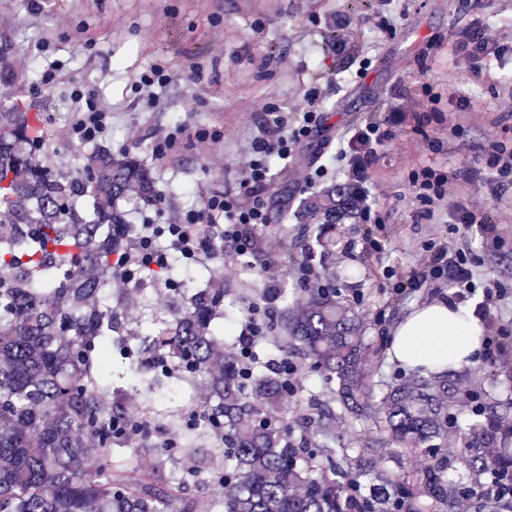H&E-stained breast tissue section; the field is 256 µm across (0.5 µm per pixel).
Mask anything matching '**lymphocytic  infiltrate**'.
I'll return each mask as SVG.
<instances>
[{
  "label": "lymphocytic infiltrate",
  "mask_w": 512,
  "mask_h": 512,
  "mask_svg": "<svg viewBox=\"0 0 512 512\" xmlns=\"http://www.w3.org/2000/svg\"><path fill=\"white\" fill-rule=\"evenodd\" d=\"M504 50L495 29L476 22L469 24L458 56L476 70L486 71ZM323 95V89L308 88L303 95V107L289 112L267 102L259 104L261 121L244 137L236 158L241 175L237 191L208 193L184 208L176 221L158 224L148 220L141 224L136 246L116 259L112 271V286L125 294L129 310L138 306L136 275L168 268L172 256L191 265H205L213 259L219 244L237 258L252 251L255 228L270 221L266 189L272 174L268 160L274 156L283 160L295 158L300 146L324 126L326 115L320 108ZM70 99L73 115L58 129V138L84 144L106 139L112 131L111 112L79 83L71 85ZM410 124L422 128L424 118L402 107L350 124L337 134L335 142L323 144L324 163L301 171L307 191L317 188L326 176H337L339 203L350 209L358 223L364 224L362 250L372 257H380L385 250L379 232L388 223L389 212L379 204L382 191L374 184L371 170L379 159L381 146L395 129ZM471 178V173L449 172L430 164L413 169L409 182L418 218L432 220L438 211L450 205L456 223L465 228L476 223L472 200L456 194L457 181ZM482 265L483 258L477 252L452 253L447 247L427 243L417 250L407 276L397 286L416 290L441 280L452 289L453 299L461 300L474 294ZM278 298L279 282L269 280L263 292L241 311L236 340L240 353H247L265 339V325L274 314Z\"/></svg>",
  "instance_id": "f902f5d3"
}]
</instances>
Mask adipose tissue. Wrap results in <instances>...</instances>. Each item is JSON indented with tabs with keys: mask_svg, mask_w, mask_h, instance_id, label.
Here are the masks:
<instances>
[{
	"mask_svg": "<svg viewBox=\"0 0 512 512\" xmlns=\"http://www.w3.org/2000/svg\"><path fill=\"white\" fill-rule=\"evenodd\" d=\"M484 348V328L472 311L436 298L404 317L391 331L393 361L421 375L476 365Z\"/></svg>",
	"mask_w": 512,
	"mask_h": 512,
	"instance_id": "obj_1",
	"label": "adipose tissue"
}]
</instances>
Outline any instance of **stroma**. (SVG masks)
<instances>
[{
    "instance_id": "1",
    "label": "stroma",
    "mask_w": 512,
    "mask_h": 512,
    "mask_svg": "<svg viewBox=\"0 0 512 512\" xmlns=\"http://www.w3.org/2000/svg\"><path fill=\"white\" fill-rule=\"evenodd\" d=\"M43 5L37 11L31 0H0V75L12 74L21 86L37 82L39 44L46 40L63 67L64 80L34 101L21 94L2 97L0 107L39 114L43 131L49 132L71 118L70 81L84 82L112 112V133L105 144L113 156L134 153L152 163L163 204L130 208L127 220L132 224L159 215L171 221L195 197L235 190L236 154L247 128L244 114L253 101L299 108L304 90L313 83L333 87L320 102L328 115L319 135L323 141L335 139L351 122L398 104L403 85L425 78L448 95H464L471 101L470 111L441 112L434 125L436 133L448 139V168H484L485 152L492 143L512 144V118L507 115L512 107V0H469L463 14L457 10L458 0H393L391 8L398 17L391 37L378 34L373 26L376 7L365 0H43ZM336 10L351 23L356 42L351 56L330 68L325 52L328 30L314 19ZM474 20L495 28L506 48L500 67L487 77L454 56ZM364 53L372 63L359 79L356 58ZM156 65L168 70L171 81L159 102L152 104L136 94L132 84ZM175 124L183 125L185 134L163 163L152 162L154 135ZM214 126L223 128V143L196 140L197 128ZM420 138L411 128L400 132L381 149L373 171L374 182L386 190L382 203L391 213L382 230L386 250L381 260L361 254V227L348 219L333 228L336 245L331 257L315 260L333 274L339 287L337 303L363 318L361 334L369 346L364 368L368 383L377 388L413 377L412 371L389 357L391 329L416 306L449 294L445 287L399 293L383 273L389 266L395 276H406L414 252L428 240L484 254L487 278L506 287L502 295L493 297L491 310L498 316L501 342L512 344V184L495 198L485 196L478 185L464 186L470 199L478 202L480 215L496 225V236H487L477 225L467 233L450 234L454 216L449 212L435 223H416L409 173L420 160ZM315 230L310 218L274 213L271 224L258 231L274 244V251L246 255L237 270L224 273L229 290L221 307L225 324L234 325L245 299L260 293L271 273L283 289L278 308L296 306V285L284 267V257L298 258L315 247ZM169 297V289L149 288L139 310L124 313L130 331L129 357L142 358L139 332L167 316ZM380 311L385 314L381 323L376 320ZM465 374L481 397L512 398V361H482L466 368ZM297 377L295 394L283 408L289 427H296L299 404L314 391L332 409L326 421L336 437L337 455L382 440L374 423L353 420L336 407L332 387L320 374L303 369ZM204 383L200 376L189 382L172 374L167 385L156 391L152 408L141 411L155 453H143L130 444L112 454L114 465L134 473L161 470L184 479L198 512H210L214 498L210 473L198 472V460L184 456L161 460L156 452L167 440L179 437L180 425L171 415L187 417L200 404Z\"/></svg>"
}]
</instances>
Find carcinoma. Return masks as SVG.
I'll list each match as a JSON object with an SVG mask.
<instances>
[{
    "label": "carcinoma",
    "mask_w": 512,
    "mask_h": 512,
    "mask_svg": "<svg viewBox=\"0 0 512 512\" xmlns=\"http://www.w3.org/2000/svg\"><path fill=\"white\" fill-rule=\"evenodd\" d=\"M41 118L0 112V512H196L179 481L128 476L109 463L112 447L129 441L133 415L122 407L128 391L112 381V352L121 324L112 310L113 259L138 228L117 202L160 201L151 169L139 157L97 150L88 177L44 165ZM305 209L336 221V187ZM222 288L175 292L172 318L143 341L149 369L127 370L148 389L166 384L178 365L208 380L209 395L184 425L171 454L196 456L209 432L221 435L224 469L212 473L215 505L224 512H424L419 499L453 508L478 483L452 478L454 461L438 453L448 424L465 425L464 460L473 474L512 473V404L483 405L470 417L449 413L467 379L418 378L374 393L361 368L366 346L360 318L341 308L333 290L309 292L297 310L284 309L283 356L338 381L336 401L357 419L375 421L387 441L421 449L433 464L409 489L372 446L336 459L326 408L318 394L306 401L308 420L293 436L279 424L286 378L263 372L224 351L217 322Z\"/></svg>",
    "instance_id": "1"
}]
</instances>
